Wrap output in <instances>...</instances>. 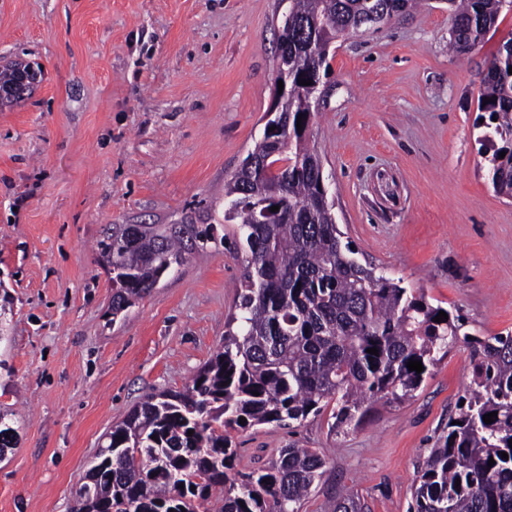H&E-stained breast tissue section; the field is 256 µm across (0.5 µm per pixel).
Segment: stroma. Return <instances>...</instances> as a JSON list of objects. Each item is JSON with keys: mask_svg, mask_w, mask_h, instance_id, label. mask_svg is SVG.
Listing matches in <instances>:
<instances>
[{"mask_svg": "<svg viewBox=\"0 0 512 512\" xmlns=\"http://www.w3.org/2000/svg\"><path fill=\"white\" fill-rule=\"evenodd\" d=\"M280 0H0V67L41 69L0 105V512H71L112 427L180 391L215 357L243 271L208 244L121 314L97 244L116 224L224 221V182L273 103ZM445 0L339 39L310 140L336 222L360 263L457 307L479 337L512 330V199L480 151L483 71L512 11L468 54L449 48ZM458 345L401 404L336 433L331 410L232 432L247 472L289 445L324 475L301 512L344 492L409 512L412 485L470 382Z\"/></svg>", "mask_w": 512, "mask_h": 512, "instance_id": "stroma-1", "label": "stroma"}]
</instances>
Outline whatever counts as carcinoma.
<instances>
[{
    "label": "carcinoma",
    "mask_w": 512,
    "mask_h": 512,
    "mask_svg": "<svg viewBox=\"0 0 512 512\" xmlns=\"http://www.w3.org/2000/svg\"><path fill=\"white\" fill-rule=\"evenodd\" d=\"M416 2L288 0L306 26L278 35V65L306 70L314 62L310 45L329 48ZM510 8L512 0H448L453 49L469 52ZM511 67L512 37L487 66L479 97L486 104L478 105L487 114L479 142L492 151V187L510 199ZM315 103L307 93L288 98L275 114L277 140L261 137L247 155L254 164L242 163L224 182V221L237 225L229 249L242 258L244 273L223 350L184 391L151 396L112 427L99 462L75 491L73 512H197L215 495L216 512H300L323 476L321 452L282 448L266 465L240 472L226 431L289 426L332 403L334 429L355 430L374 402L412 398L429 368L460 343L471 347L464 405L420 468L409 512H512V331L480 338L466 330L459 310L434 305L354 258L322 190L321 157L309 145ZM215 231L212 224L112 226L98 243L112 274V316L177 273L216 240ZM441 311L448 319L433 321ZM373 347L374 356L366 352ZM411 360L424 370H409ZM494 411V422L485 423ZM333 512H364V504L351 492Z\"/></svg>",
    "instance_id": "obj_1"
}]
</instances>
